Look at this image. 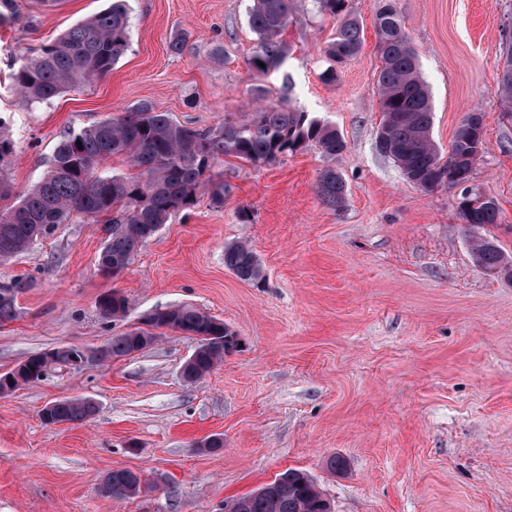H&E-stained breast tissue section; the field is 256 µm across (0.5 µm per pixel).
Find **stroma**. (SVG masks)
Returning a JSON list of instances; mask_svg holds the SVG:
<instances>
[{
    "instance_id": "obj_1",
    "label": "stroma",
    "mask_w": 512,
    "mask_h": 512,
    "mask_svg": "<svg viewBox=\"0 0 512 512\" xmlns=\"http://www.w3.org/2000/svg\"><path fill=\"white\" fill-rule=\"evenodd\" d=\"M252 3L128 0L131 44L112 72L30 107L9 79L18 55L107 0H15V19L0 26L15 193L45 172L65 128L144 102L206 129L246 116L260 96L335 125L345 141L333 159L314 146L261 166L225 157L223 205L200 189L116 277L98 269L99 224L59 225L0 263V283H27L14 319L0 324V373L58 347L98 349L172 305L208 312L240 342L196 384L180 376L194 339L167 330L136 354L55 366L0 397V512H219L289 469L308 473L332 512H512V283L475 262L457 213L462 187L422 190L376 147L373 19L384 0H350L364 47L333 83L321 74L336 21L311 0L291 2L285 63L257 75ZM396 4L431 93L440 154L468 115L482 119L470 186L497 202L488 232L512 254V114L495 94L512 0ZM180 31L188 47L177 54L169 45ZM328 168L346 185L338 207L318 193ZM236 241L259 257L262 284L225 268L224 247ZM114 289L131 310L107 323L96 302ZM79 396L98 402L91 420L42 422L45 404ZM211 435L224 446L207 453L197 443ZM115 469L141 473L145 492L103 495Z\"/></svg>"
}]
</instances>
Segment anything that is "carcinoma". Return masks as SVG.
<instances>
[{"label": "carcinoma", "mask_w": 512, "mask_h": 512, "mask_svg": "<svg viewBox=\"0 0 512 512\" xmlns=\"http://www.w3.org/2000/svg\"><path fill=\"white\" fill-rule=\"evenodd\" d=\"M317 11L338 20L325 54L331 66L323 74L336 81L339 69L354 59L363 46V23L349 8V0H314ZM291 0H253L249 24L257 43L250 58L260 75L280 67L288 57L281 35L290 16ZM376 50L381 68L376 87L381 112L389 114L386 150L408 180L431 191L443 184L458 185L472 180L476 159L472 144L483 135L480 122L467 117L458 127L448 158L443 161L430 140L432 102L421 73L418 54L404 31L396 0H385L374 18ZM130 48V19L126 0H112L104 10L71 26L40 46L34 55L22 54L12 67L10 79L20 102L48 104L61 93L80 88L112 72ZM501 105L512 112V78L499 79L496 88ZM0 117V198L13 193L10 179L15 143ZM322 153L340 154L345 142L336 127L311 118L295 108L258 106L247 121L228 116L214 129L187 127L167 112H157L143 103L127 115L108 117L60 135L53 159L40 180L15 203L0 210V260L25 251L40 237L52 234L74 216L90 223L110 226L98 258L99 271L116 276L130 264L140 247L156 236L172 215L196 201L199 189L209 185L212 201L224 203V179L214 168L222 156H233L253 164H271L280 157L309 145ZM124 159L137 173L104 169L113 158ZM318 192L329 203L339 205L346 194L342 177L333 169L324 171ZM461 219L473 231V255L483 269L496 270L512 282V257L486 227L498 223L499 206L492 198L473 192L462 196ZM224 266L240 280L260 284L264 268L246 243L224 248ZM20 281L0 284V323L13 319ZM97 309L102 319L127 317L129 299L120 291L101 294ZM160 325L197 337L194 357L186 368L191 383L201 381L224 360L232 335L224 322L189 304L174 305L163 313ZM146 332L126 331L102 346L104 358L127 357L148 345ZM97 411L90 397L55 401L44 423H83ZM143 490L129 469L112 470L101 491L110 496L134 497ZM222 512H326L324 496L305 473L288 470L254 493L224 502Z\"/></svg>", "instance_id": "obj_1"}]
</instances>
